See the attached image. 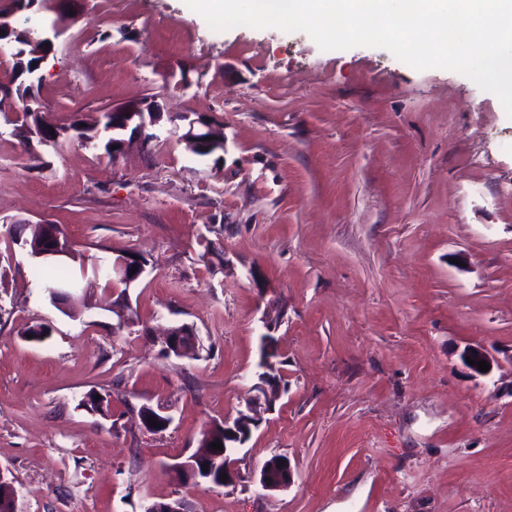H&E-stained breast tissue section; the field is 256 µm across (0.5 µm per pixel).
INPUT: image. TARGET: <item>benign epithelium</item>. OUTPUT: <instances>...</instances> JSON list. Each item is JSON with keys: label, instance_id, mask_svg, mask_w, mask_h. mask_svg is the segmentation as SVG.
Wrapping results in <instances>:
<instances>
[{"label": "benign epithelium", "instance_id": "1", "mask_svg": "<svg viewBox=\"0 0 512 512\" xmlns=\"http://www.w3.org/2000/svg\"><path fill=\"white\" fill-rule=\"evenodd\" d=\"M14 28L11 17L0 15V60L11 65L19 60L18 45L10 38L4 36V31ZM65 30L64 18L60 15L54 17H43L34 25L26 28V39L29 46L34 50L53 52L55 42ZM44 103L39 95L33 93L24 99L21 106L8 105L0 107V112L10 116V121L17 120V114L24 112L41 113ZM164 113L155 100L130 101L119 107L104 111L99 119V124L93 130L96 136L106 134L104 124L112 122V144L116 149L112 150V162L116 163L123 158L131 149L138 148L147 152L151 144L159 139V136L150 132V129L160 125ZM168 121L174 129L181 131L178 141L184 144L188 151L208 148L213 153L225 152L226 143L224 136L220 135L222 127L211 122L210 118L191 113H183L177 116L168 117ZM83 131L81 124H76V129L69 131L66 137L58 135H47L43 138V146L56 147L64 141L76 139L84 144L89 140L78 136ZM42 248V256H62L72 254V246L67 237L61 232L55 231L46 238ZM148 262L140 254L130 252L119 255L118 258L95 268V274L108 275L122 280L127 285L137 282L146 272ZM199 339L193 327L182 324L168 329L164 351L168 355H176L180 358L192 357L193 351L198 348ZM464 357L475 360L470 369L477 375L481 374L476 362L484 360L493 364L491 355L480 345L472 344L464 351ZM279 380H266V377H258V383L253 387L255 394L249 398L244 407L237 410L236 415L224 419V423L218 425L224 429L223 450L218 453L207 452L198 454L189 462H176L171 466L174 477L180 481L199 482L202 476H207V482L217 483L221 486H228L239 478V471L236 467V459L233 458L235 450L244 445L252 436L253 431L258 427L263 405L269 402L271 394L276 390ZM156 420L160 427L156 428L149 424V421ZM172 418L163 407L142 406L141 414L137 416V423L149 431H164L171 424ZM216 425H211L209 430H214ZM223 459V466L220 474L227 476L224 481H214L216 469L215 460ZM286 460L280 456L265 465L260 472L259 485L264 491L283 490L293 482V471L290 464L279 465V462Z\"/></svg>", "mask_w": 512, "mask_h": 512}]
</instances>
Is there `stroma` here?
Here are the masks:
<instances>
[{
  "instance_id": "35a3bbf8",
  "label": "stroma",
  "mask_w": 512,
  "mask_h": 512,
  "mask_svg": "<svg viewBox=\"0 0 512 512\" xmlns=\"http://www.w3.org/2000/svg\"><path fill=\"white\" fill-rule=\"evenodd\" d=\"M69 25L43 65L54 122L146 97L224 127L222 161L171 124L119 163L73 141L31 160L0 117V466L20 512H512V118L493 93L379 48L304 33L212 30L184 0H57ZM188 66L193 84L177 87ZM57 225L77 254L76 312L10 237ZM221 253L223 264L203 260ZM149 261L115 330L93 269ZM281 383L236 451L239 480L168 470L258 381L267 311ZM51 334L34 342L33 324ZM193 326L196 358L162 351ZM478 344L492 372L461 354ZM99 394L107 414L86 409ZM168 429H141V406ZM288 458L285 490L258 484ZM141 414L138 415L137 412V423L146 430L162 432L168 428L171 424L172 418L167 414V411L164 407H152L148 405H144L141 407ZM148 419L156 420L160 424V428H156L155 426H150Z\"/></svg>"
}]
</instances>
